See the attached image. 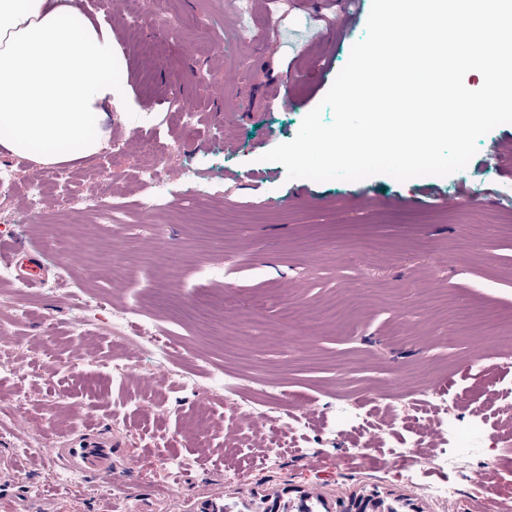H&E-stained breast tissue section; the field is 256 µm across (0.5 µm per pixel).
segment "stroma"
<instances>
[{
	"mask_svg": "<svg viewBox=\"0 0 512 512\" xmlns=\"http://www.w3.org/2000/svg\"><path fill=\"white\" fill-rule=\"evenodd\" d=\"M371 0H154L152 10L128 14L111 6L107 20L121 56V72L137 108L113 116L100 153L116 172L111 202L121 225L64 209L55 190L38 213L27 210L25 185L36 165L16 161L13 183L0 185V212L16 222L13 238L41 257L43 285L29 289V314L11 321L0 356L18 372L0 375V397L23 399L16 434H0V500L30 490L29 512H108L109 488L126 512H191L220 491L225 503L256 512L262 499L297 502L322 497L328 504L377 495L409 500L419 512H512V444L486 448L470 438L471 453L452 478L459 492L440 503L424 489L441 480L422 471V486L395 478L388 443L373 447L357 431L363 456L346 453L328 428L342 407L376 396L385 405L400 384L413 402L418 379L447 385L448 401L463 427L478 419L476 401L512 387V357L496 344L512 341L475 334L457 325L440 300L459 301L500 316L512 314V124L478 142L464 170L400 182L387 175L360 181L288 179L284 166L263 161L292 140L365 33ZM359 15L343 27L344 9ZM326 59L309 80L290 82L311 59ZM237 74L224 80L225 71ZM222 85L211 96L203 81ZM196 114L191 138L182 136L180 101ZM153 140L168 170L189 165L192 181L173 179L156 213L144 216L140 167L149 157L140 138ZM120 155H113L115 147ZM378 196L403 200L384 211ZM460 201L457 209L448 198ZM242 216L223 246L201 243L206 214ZM471 247L458 254L457 245ZM456 256L447 264L448 256ZM69 270L76 291L110 300L157 334L181 346L164 367L152 363L153 345L137 334L115 345L110 333L83 336L74 303L53 286ZM165 282L172 300L191 306L237 304L224 329L176 314L153 292ZM294 302L282 318V302ZM336 302L344 315L307 334L302 311ZM404 336H396V326ZM129 361L127 381L113 380V358ZM239 378L231 393L215 389L212 371ZM304 394L308 428H246L236 404L261 400L265 385ZM117 439L112 477L86 475L67 493L50 496L60 461L43 457L41 442L63 444L85 422ZM283 443L276 468L258 458L270 442ZM142 460L132 471L126 460ZM184 460L178 490L169 487L170 458Z\"/></svg>",
	"mask_w": 512,
	"mask_h": 512,
	"instance_id": "35a3bbf8",
	"label": "stroma"
}]
</instances>
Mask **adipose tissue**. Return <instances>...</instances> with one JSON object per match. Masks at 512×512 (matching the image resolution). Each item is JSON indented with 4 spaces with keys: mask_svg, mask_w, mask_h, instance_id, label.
<instances>
[{
    "mask_svg": "<svg viewBox=\"0 0 512 512\" xmlns=\"http://www.w3.org/2000/svg\"><path fill=\"white\" fill-rule=\"evenodd\" d=\"M112 28L72 0H0V153L58 166L97 155L134 103Z\"/></svg>",
    "mask_w": 512,
    "mask_h": 512,
    "instance_id": "ef3b65f1",
    "label": "adipose tissue"
}]
</instances>
